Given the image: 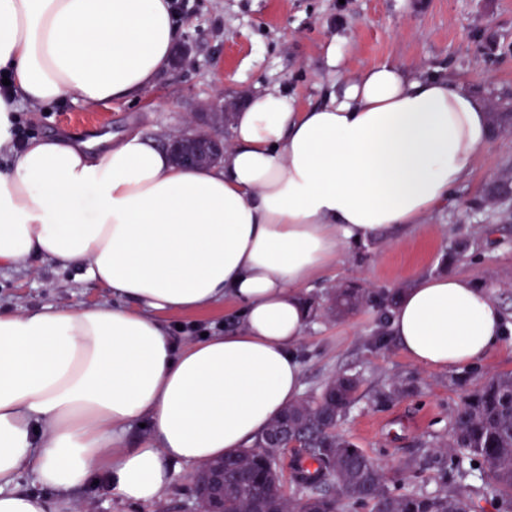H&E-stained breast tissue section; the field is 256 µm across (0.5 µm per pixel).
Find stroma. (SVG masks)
I'll return each mask as SVG.
<instances>
[{
    "label": "stroma",
    "mask_w": 512,
    "mask_h": 512,
    "mask_svg": "<svg viewBox=\"0 0 512 512\" xmlns=\"http://www.w3.org/2000/svg\"><path fill=\"white\" fill-rule=\"evenodd\" d=\"M185 51L172 55L168 68L141 100L109 107H86L63 96L40 112H22L24 137L130 131L164 133L173 138L201 129L223 135L214 102L241 109L257 93L277 89L301 105L322 103L335 85L355 80L366 69L391 63L449 82L484 96L489 105L512 101V0H190L180 25ZM337 43L343 58L327 64V47ZM512 172V132L493 134L472 175L426 224L400 240L381 238L345 251L304 289L314 307L313 326L301 343L302 392L319 390L336 371L361 375L359 399L339 431L375 458L398 493L438 489L435 473L404 474L417 452L446 440L448 419L461 394L452 371L417 366L395 339L374 346L379 312L365 306L343 319L325 317L326 296L336 285L372 290L410 288L416 278L444 274L449 246L461 238L480 239L483 248L457 275L487 286L504 309L503 337L474 364L476 374L512 371V223L495 224V205L483 202L488 183ZM479 210H472L475 201ZM110 289L48 259L0 266V311L20 314L52 306L77 309L108 303ZM241 321L240 309L225 302L193 314L171 316L176 339L187 344L201 333L230 330ZM415 379L418 389L386 405L376 392L394 380ZM190 468L179 467L161 507H134L114 499L98 482L78 490L76 512H180L190 497Z\"/></svg>",
    "instance_id": "stroma-1"
}]
</instances>
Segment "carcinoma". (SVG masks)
<instances>
[{
    "label": "carcinoma",
    "instance_id": "carcinoma-1",
    "mask_svg": "<svg viewBox=\"0 0 512 512\" xmlns=\"http://www.w3.org/2000/svg\"><path fill=\"white\" fill-rule=\"evenodd\" d=\"M503 204L498 216L512 218V181L503 180L487 192ZM468 240L448 250V266L472 260ZM401 291L370 292L364 288H335L326 312L344 316L363 305L390 318ZM359 376L338 371L318 393L291 404L251 446L224 461V512H349L368 505L371 512H477L474 482L490 487L503 512H512V373L474 378L459 376V406L450 417L448 441L431 455L412 459L406 473L434 471L441 485L433 492L395 494L382 466L337 433L340 421L356 405ZM416 389V380L392 383L380 391L383 405ZM288 437L298 448L290 462L291 491H286L279 462L270 461L277 441ZM453 487H448V481Z\"/></svg>",
    "mask_w": 512,
    "mask_h": 512
}]
</instances>
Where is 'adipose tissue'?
<instances>
[{"label":"adipose tissue","instance_id":"obj_1","mask_svg":"<svg viewBox=\"0 0 512 512\" xmlns=\"http://www.w3.org/2000/svg\"><path fill=\"white\" fill-rule=\"evenodd\" d=\"M179 35L172 0H0V266H79L120 300L0 312V512H74L98 472L123 503L156 504L176 465L261 436L299 396L303 287L351 245L422 224L489 137L484 97L382 64L318 105L258 93L217 166H177L137 131L99 149L20 139L24 104L138 100ZM225 301L243 308L237 330L176 341L166 315ZM504 323L448 274L405 290L389 332L444 371L482 360ZM138 422L147 435L124 447ZM25 471L54 498L18 490Z\"/></svg>","mask_w":512,"mask_h":512}]
</instances>
